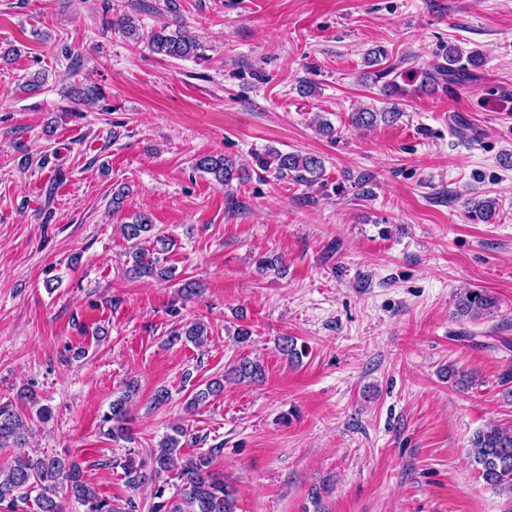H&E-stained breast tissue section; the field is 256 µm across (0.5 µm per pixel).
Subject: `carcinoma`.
Segmentation results:
<instances>
[{
	"instance_id": "cac0c4a2",
	"label": "carcinoma",
	"mask_w": 512,
	"mask_h": 512,
	"mask_svg": "<svg viewBox=\"0 0 512 512\" xmlns=\"http://www.w3.org/2000/svg\"><path fill=\"white\" fill-rule=\"evenodd\" d=\"M108 28L115 27L137 42H143L154 54L164 59L185 60L202 58L203 44L185 26L164 23L144 34L139 31L136 20L123 14L115 19H104ZM387 53L381 49L373 52L371 65L378 67L371 76L372 83L381 84L380 91L387 97L404 96L408 88L399 80L412 83L420 78L414 88L418 92H433L450 85H462L472 79V69L484 64L480 52L467 54L456 45H449L441 59L404 67L408 59L382 65ZM73 103L72 112L92 108L105 98L102 89L96 85L76 86L68 92ZM399 112H378L362 107L350 114L351 125L373 127L378 121L392 122ZM262 170L275 171L279 179H290L301 185L313 187L321 183L324 173L323 159L314 154L281 153L268 148L257 156ZM195 168L214 175L221 185L229 187L235 180L243 178L240 169L229 158L204 155L196 160ZM471 219L488 223L497 211L494 199L473 201L468 206ZM155 224L147 213H136L121 224V234L130 243L132 264L128 271L137 278L147 277L159 283L177 280L175 267L167 260L146 253L142 243L155 239L166 251V240L153 235ZM497 307L496 298L489 292L466 290L457 295L454 315L457 318L479 319L493 312ZM207 328L201 322H191L171 335V340L195 346L204 344ZM278 351L288 359H298L303 351L297 349L294 338L282 336L277 342ZM228 374L239 381H256L263 378L265 370L257 359L242 356L228 370ZM224 390V382L213 379L204 387H196L187 399L186 410L190 413L205 405ZM137 384H125L121 395L112 399L109 410L102 417L103 435L114 440H131L128 431L132 398L136 395ZM31 427L26 417L14 408L11 400L0 402V448L14 449L11 460L0 465V512H65L58 497V489L64 488L83 512H132L136 508L133 496L125 499L121 507L112 500L102 497L85 478L80 464L66 456L31 454L25 450ZM190 433L182 424L170 427L158 444L149 452L148 460L141 463L129 457L112 460V467L121 469V479L132 492L150 485L153 499L150 512H236L234 488L224 475L212 470V451H200L188 456L182 455V448L190 444ZM468 457L482 481L498 493L512 498V429L492 425L476 431L468 440ZM176 471L177 482H170L169 472ZM172 495H167L168 490Z\"/></svg>"
}]
</instances>
